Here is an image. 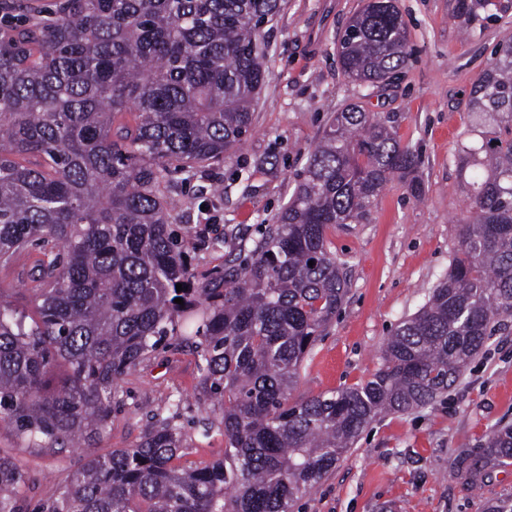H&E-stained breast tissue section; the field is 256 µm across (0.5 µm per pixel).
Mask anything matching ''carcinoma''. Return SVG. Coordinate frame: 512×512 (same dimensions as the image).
I'll use <instances>...</instances> for the list:
<instances>
[{
    "label": "carcinoma",
    "mask_w": 512,
    "mask_h": 512,
    "mask_svg": "<svg viewBox=\"0 0 512 512\" xmlns=\"http://www.w3.org/2000/svg\"><path fill=\"white\" fill-rule=\"evenodd\" d=\"M281 2L62 0L28 23L0 17V268L34 257L38 314L27 320L0 287V428L26 448L83 449L39 512H290L378 415L447 394L512 317V38L472 92L494 130L458 149L471 201L460 248L366 383L292 400L347 294L327 230L367 223L396 175L422 192L419 155L363 106L334 114L248 254L196 283L164 189L243 144L265 79L261 29ZM406 47L396 6L369 0L338 38L344 74L371 85L402 68ZM123 113L134 124L115 123ZM161 344L197 356L195 404L224 433V456L204 466L175 464L181 398L133 447L96 451L120 380ZM511 460L512 427L489 437L469 483ZM27 482L0 451V512H24Z\"/></svg>",
    "instance_id": "1"
}]
</instances>
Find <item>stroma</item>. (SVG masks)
Wrapping results in <instances>:
<instances>
[{"label":"stroma","mask_w":512,"mask_h":512,"mask_svg":"<svg viewBox=\"0 0 512 512\" xmlns=\"http://www.w3.org/2000/svg\"><path fill=\"white\" fill-rule=\"evenodd\" d=\"M363 0H283L262 31L266 80L256 97L253 126L241 150L221 164L175 175L166 195L171 223L186 237L201 275L223 271L252 249L262 226L274 223L334 112L360 103L415 146L424 192L414 197L390 181L366 224H342L328 234L347 272L348 292L326 336L305 359L294 398L353 387L382 363L393 329L425 302L459 247L457 221L466 192L458 147L477 120L471 91L512 37V8L491 4L462 27L459 0H396L408 57L384 86L361 85L341 70L336 42ZM198 370L190 351H158L124 377L112 423L97 450L132 447L152 412L176 399L187 406L181 465L224 454V434L204 429L191 406ZM512 426V318L499 319L483 348L448 394L406 413L379 415L335 468L293 506V512H488L512 499V464L487 470L478 488L466 475L489 436ZM0 449L17 454L35 475L75 469L80 451L18 447L0 429Z\"/></svg>","instance_id":"35a3bbf8"}]
</instances>
